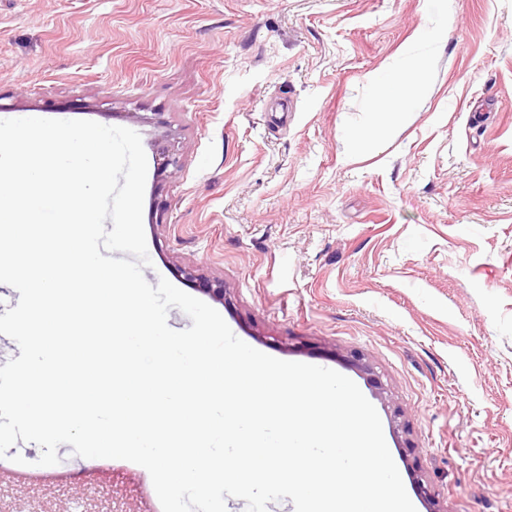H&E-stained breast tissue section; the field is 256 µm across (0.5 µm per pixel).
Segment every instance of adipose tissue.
Wrapping results in <instances>:
<instances>
[{"mask_svg": "<svg viewBox=\"0 0 512 512\" xmlns=\"http://www.w3.org/2000/svg\"><path fill=\"white\" fill-rule=\"evenodd\" d=\"M427 68L425 60L410 58L402 67L389 70L384 78L386 87L382 96L372 105L374 118L371 124L354 131L352 141L366 150H373L378 139L385 134L388 123L398 122L404 104L420 92Z\"/></svg>", "mask_w": 512, "mask_h": 512, "instance_id": "ef3b65f1", "label": "adipose tissue"}]
</instances>
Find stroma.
I'll list each match as a JSON object with an SVG mask.
<instances>
[{
	"instance_id": "stroma-1",
	"label": "stroma",
	"mask_w": 512,
	"mask_h": 512,
	"mask_svg": "<svg viewBox=\"0 0 512 512\" xmlns=\"http://www.w3.org/2000/svg\"><path fill=\"white\" fill-rule=\"evenodd\" d=\"M410 57L423 92L345 163ZM33 112L140 134L146 281L223 280L238 338L352 379L416 512H512V0H0V117ZM11 451L4 506H160L133 462Z\"/></svg>"
}]
</instances>
